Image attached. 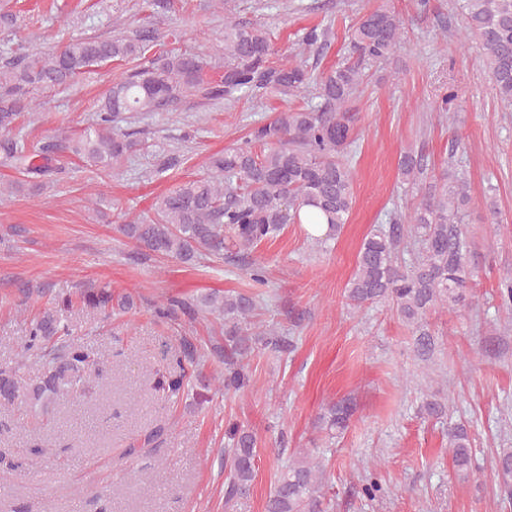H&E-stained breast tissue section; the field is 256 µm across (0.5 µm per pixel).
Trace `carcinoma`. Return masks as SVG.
Returning <instances> with one entry per match:
<instances>
[{
	"label": "carcinoma",
	"mask_w": 512,
	"mask_h": 512,
	"mask_svg": "<svg viewBox=\"0 0 512 512\" xmlns=\"http://www.w3.org/2000/svg\"><path fill=\"white\" fill-rule=\"evenodd\" d=\"M462 31L482 50V60L501 100L512 106V0H457ZM403 21L389 7L375 8L348 30L349 57L315 71L304 62L275 65L270 31L260 23L224 17V74L209 75L202 59L165 48L157 30L140 26L119 37H76L53 51L37 47L19 58L0 59V166L14 170L9 193L42 195L52 189L65 165L76 161L100 176L120 168L140 145L117 127L123 113L160 112L194 100L235 103L242 92L272 89L283 96H300L312 88L321 106L290 108L268 123L254 126L239 146L208 158L206 173L182 182L155 197L152 215L118 225L134 246L154 255L193 266L203 257H242L265 241L278 238L290 224L302 223L311 209L325 219L329 232L313 240L321 246L334 239L348 222L354 201V177L348 152L354 143V98L364 66L390 58L403 35ZM327 27L313 26L302 43L312 47L328 41ZM111 62L136 63L126 76L112 82L93 123L78 132L47 137L35 149L13 134L21 116L36 110L35 92L66 87L93 66ZM421 159L407 153L400 174L422 199L407 223L394 222L366 237L357 256L356 271L347 285L348 299L357 308L392 304L414 336V350L424 361L434 357L438 342L427 315L439 308L458 309L472 297L474 268L468 257L464 221L472 197L465 172L451 182L423 186ZM412 240L410 262H399L401 246ZM83 308L112 306L107 286L81 288L54 299L53 305L30 324L21 357L34 356L43 374L31 387L18 368H0V406L22 401L36 417L52 412L57 399L80 393L95 372L88 349L69 339L63 314ZM257 310L253 296L211 292L190 301L172 299L158 308L164 318L190 320L212 315L224 320V345L213 348L224 364V389L246 386L240 360L262 344L275 351L290 347V339L274 330L255 333ZM185 361L204 365L208 355L183 340ZM355 407L342 400L319 417L329 437L343 433ZM421 414L448 418L450 406L429 400ZM224 457L228 473L224 506L232 509L249 496L258 462L256 435L238 426L228 431ZM448 453L456 474L468 472L473 461L472 439L463 422H448ZM503 497L512 500V448L496 455ZM323 466L310 454L293 460L280 474L265 500L264 512H323Z\"/></svg>",
	"instance_id": "1"
}]
</instances>
